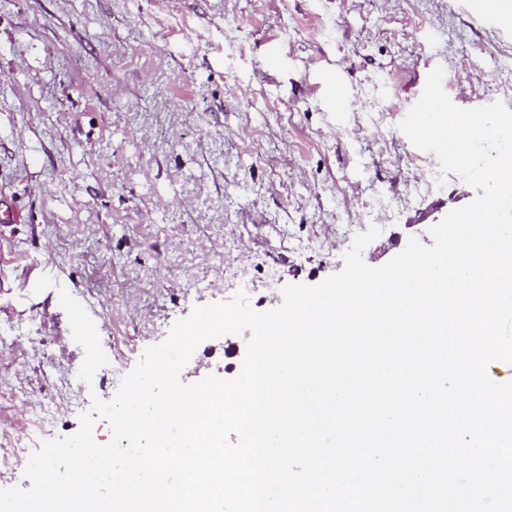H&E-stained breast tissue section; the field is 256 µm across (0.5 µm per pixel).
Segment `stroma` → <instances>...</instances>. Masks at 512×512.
<instances>
[{
	"instance_id": "1",
	"label": "stroma",
	"mask_w": 512,
	"mask_h": 512,
	"mask_svg": "<svg viewBox=\"0 0 512 512\" xmlns=\"http://www.w3.org/2000/svg\"><path fill=\"white\" fill-rule=\"evenodd\" d=\"M437 66L456 106L512 110V34L463 0H0V426L25 429L33 399L48 438L74 435L238 276L268 311L369 226L378 267L435 201L472 202L398 128ZM246 352L204 340L179 379H233Z\"/></svg>"
}]
</instances>
